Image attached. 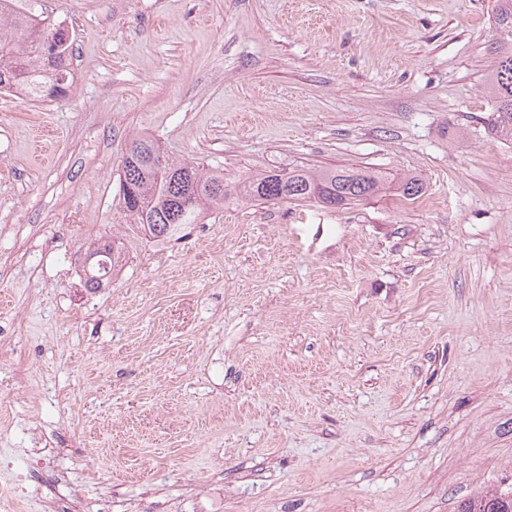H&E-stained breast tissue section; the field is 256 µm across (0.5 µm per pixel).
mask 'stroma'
<instances>
[{"mask_svg":"<svg viewBox=\"0 0 512 512\" xmlns=\"http://www.w3.org/2000/svg\"><path fill=\"white\" fill-rule=\"evenodd\" d=\"M490 0H16L73 37L65 96L0 95V495L66 449L112 512H457L512 483V142ZM234 183L355 167L341 209L225 204L151 238L132 139ZM126 260L84 286L90 244Z\"/></svg>","mask_w":512,"mask_h":512,"instance_id":"35a3bbf8","label":"stroma"}]
</instances>
